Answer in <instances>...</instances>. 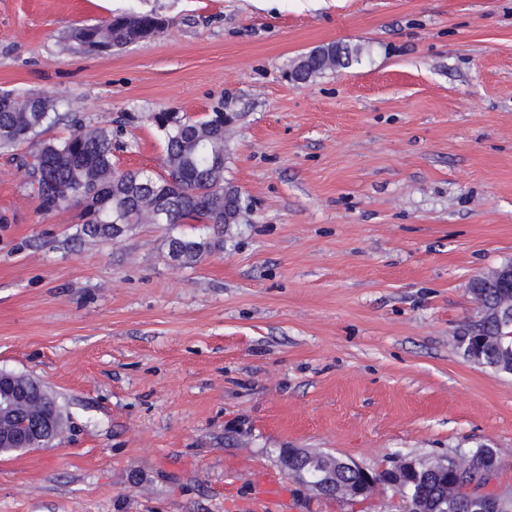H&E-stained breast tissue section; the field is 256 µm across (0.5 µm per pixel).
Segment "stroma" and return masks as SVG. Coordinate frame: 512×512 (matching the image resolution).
Returning a JSON list of instances; mask_svg holds the SVG:
<instances>
[{
    "label": "stroma",
    "instance_id": "35a3bbf8",
    "mask_svg": "<svg viewBox=\"0 0 512 512\" xmlns=\"http://www.w3.org/2000/svg\"><path fill=\"white\" fill-rule=\"evenodd\" d=\"M133 11L165 32L72 50L71 28ZM330 43L358 62L294 83ZM0 90L64 92L116 131L118 168L154 174L150 115L223 105L249 211L180 266L169 240L213 227L83 235L0 152V370L68 419L0 456V512H401L389 490L316 495L283 448L372 470L487 445L512 490V376L454 342L471 279L512 261V0H0Z\"/></svg>",
    "mask_w": 512,
    "mask_h": 512
}]
</instances>
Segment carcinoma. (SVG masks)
Segmentation results:
<instances>
[{"mask_svg": "<svg viewBox=\"0 0 512 512\" xmlns=\"http://www.w3.org/2000/svg\"><path fill=\"white\" fill-rule=\"evenodd\" d=\"M152 13H121L96 24L73 29L69 39L76 51L97 40L107 49L159 36L164 27ZM356 46L332 44L315 49L294 66L291 79L306 83L327 70L344 68L358 59ZM67 100L56 94L0 91V150L29 144L28 155H40L44 172L30 174L31 193L38 210L50 213L80 207L79 223L88 236L112 238L120 224H212L215 238L175 237L169 255L192 265L224 250V217L231 224L246 221L239 190L224 180V112L216 106L198 117L181 115L169 123L170 113L157 112L150 121L163 137L164 174L121 170L112 161L116 140L108 127H90L75 112H65ZM59 121L70 126L63 139L39 136ZM407 501L421 496L432 512H456L467 496H448L443 479L433 473L412 476L404 490Z\"/></svg>", "mask_w": 512, "mask_h": 512, "instance_id": "carcinoma-1", "label": "carcinoma"}]
</instances>
